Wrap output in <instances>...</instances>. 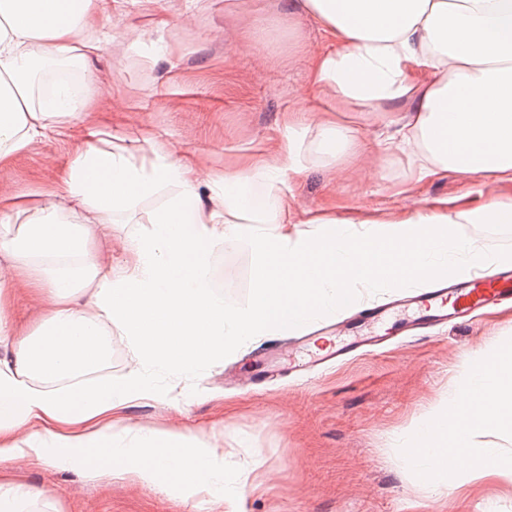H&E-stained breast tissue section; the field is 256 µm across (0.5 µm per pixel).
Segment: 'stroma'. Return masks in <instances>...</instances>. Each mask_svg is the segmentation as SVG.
Here are the masks:
<instances>
[{
  "instance_id": "1",
  "label": "stroma",
  "mask_w": 512,
  "mask_h": 512,
  "mask_svg": "<svg viewBox=\"0 0 512 512\" xmlns=\"http://www.w3.org/2000/svg\"><path fill=\"white\" fill-rule=\"evenodd\" d=\"M289 0H112V42L90 64L97 75L85 120L45 132L15 156L0 175V200L54 187L74 150L90 132L112 130L132 151L152 131L206 170L221 171L242 156L260 157L286 134L283 116L296 107L311 112L326 102L306 79L307 55L323 44L318 26L289 15ZM277 19L268 41L239 47L235 37L255 18ZM150 39L128 49L140 31ZM170 53L154 57V41ZM342 122L365 142L360 160L341 158L335 167L306 163L288 179L294 212L335 205L340 216L379 219L392 212L415 215L447 201L449 209L512 200V182L470 179L449 173L413 191L409 156L388 138L377 112H349ZM251 256L246 250L217 255L214 274L224 301L246 306L252 297ZM512 338V311L451 322L304 377L302 348L285 350L283 337L255 341L225 356L194 378L158 375L172 388L182 411L144 400L131 406L129 423L143 430H214L224 467L245 468L250 448L264 463L249 475L257 491L246 512H512V479L489 476L446 501L426 500L419 480L404 472L396 434L419 425L425 414L457 388L469 358ZM282 347L276 379L237 386L250 353ZM133 366L125 337L113 336L108 360L86 375L89 384L122 382ZM0 470L40 491L53 512H208L200 501H183L132 477L89 479L49 463L25 459Z\"/></svg>"
}]
</instances>
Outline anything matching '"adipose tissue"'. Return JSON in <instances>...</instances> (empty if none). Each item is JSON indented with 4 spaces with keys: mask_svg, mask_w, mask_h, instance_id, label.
<instances>
[{
    "mask_svg": "<svg viewBox=\"0 0 512 512\" xmlns=\"http://www.w3.org/2000/svg\"><path fill=\"white\" fill-rule=\"evenodd\" d=\"M324 40L308 62L310 86L329 97L316 151L362 153L340 112L382 113L415 161L417 180L448 172L512 180V0H295ZM107 0H0V169L51 126L79 121L111 27ZM70 65L75 78L46 86ZM137 154L95 132L74 151L55 188L24 209L0 205V256L50 308L35 331L8 314L13 282L0 280V462L45 459L96 477L202 498L211 512H245L247 473L180 429H135L124 412L165 393L152 371L199 373L255 338L297 333L346 310L360 289L409 288L507 262L476 232L511 224L512 203L441 205L373 225L335 209L295 215L284 187L300 172L294 139L232 172L204 171L165 140L144 134ZM146 230L128 228L141 203ZM120 236L124 258L91 247L90 227ZM252 257V299L225 304L213 276L221 251ZM127 337L135 365L119 383L84 375Z\"/></svg>",
    "mask_w": 512,
    "mask_h": 512,
    "instance_id": "adipose-tissue-1",
    "label": "adipose tissue"
}]
</instances>
